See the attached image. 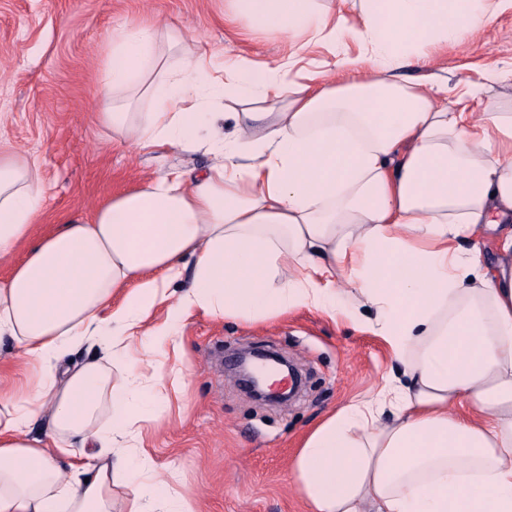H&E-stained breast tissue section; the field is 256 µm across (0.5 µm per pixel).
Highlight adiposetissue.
Listing matches in <instances>:
<instances>
[{
    "label": "adipose tissue",
    "mask_w": 512,
    "mask_h": 512,
    "mask_svg": "<svg viewBox=\"0 0 512 512\" xmlns=\"http://www.w3.org/2000/svg\"><path fill=\"white\" fill-rule=\"evenodd\" d=\"M227 3L240 28L358 52L296 79L239 59L256 94L207 169L157 174L43 237L37 166L0 153V257L27 248L0 279V338L39 366L27 393L0 389V512H112L118 482L123 512H200L142 446L152 406L186 385L179 323L298 308L379 336L402 368L306 436L292 476L308 512H512V100L494 95L512 69L454 93L396 76L505 0ZM218 55L172 25L111 32L98 122L195 150L227 91ZM485 232L492 262L462 246ZM186 275L169 322L149 325Z\"/></svg>",
    "instance_id": "1"
}]
</instances>
